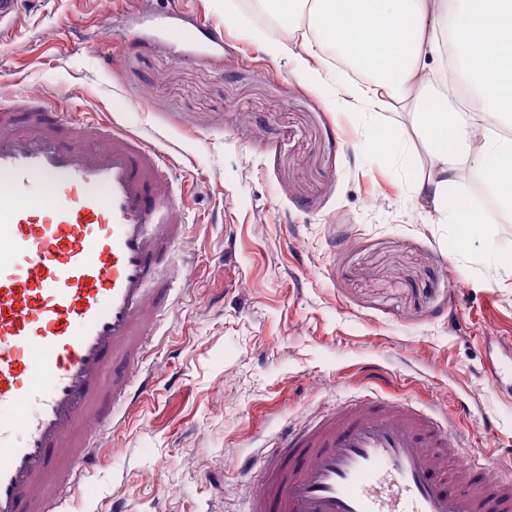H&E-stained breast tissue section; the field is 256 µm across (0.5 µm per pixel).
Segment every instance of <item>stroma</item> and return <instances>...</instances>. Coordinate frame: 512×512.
Wrapping results in <instances>:
<instances>
[{"mask_svg": "<svg viewBox=\"0 0 512 512\" xmlns=\"http://www.w3.org/2000/svg\"><path fill=\"white\" fill-rule=\"evenodd\" d=\"M241 0H30L0 32V92L122 124L185 189L170 316L149 329V385L118 409L68 512H241L235 466L289 424L371 391L404 396L512 453V217L444 224L410 166L359 142L408 114L338 109L268 56ZM223 32L193 54L184 32Z\"/></svg>", "mask_w": 512, "mask_h": 512, "instance_id": "stroma-1", "label": "stroma"}]
</instances>
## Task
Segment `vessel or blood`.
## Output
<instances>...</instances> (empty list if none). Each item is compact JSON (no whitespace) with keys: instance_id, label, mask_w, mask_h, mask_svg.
Here are the masks:
<instances>
[{"instance_id":"obj_1","label":"vessel or blood","mask_w":512,"mask_h":512,"mask_svg":"<svg viewBox=\"0 0 512 512\" xmlns=\"http://www.w3.org/2000/svg\"><path fill=\"white\" fill-rule=\"evenodd\" d=\"M183 210L142 137L33 98L0 102V248L19 261L0 267V512H65L97 463L147 326L167 314L160 268L175 260ZM117 356L128 377L110 378ZM29 404L34 414L10 417ZM467 443L409 401L347 400L242 463L261 475L246 512H512V459L489 476Z\"/></svg>"}]
</instances>
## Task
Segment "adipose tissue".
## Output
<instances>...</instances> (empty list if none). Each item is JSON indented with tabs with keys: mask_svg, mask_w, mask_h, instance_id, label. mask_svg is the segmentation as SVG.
I'll return each instance as SVG.
<instances>
[{
	"mask_svg": "<svg viewBox=\"0 0 512 512\" xmlns=\"http://www.w3.org/2000/svg\"><path fill=\"white\" fill-rule=\"evenodd\" d=\"M293 18L291 39L260 31L263 50L289 56L297 76L337 106L408 112L433 164L417 194L431 195L448 224H494L512 213V0H261ZM361 80L335 86V56ZM456 71L475 104L448 102ZM478 170L496 193L492 209H443L448 185Z\"/></svg>",
	"mask_w": 512,
	"mask_h": 512,
	"instance_id": "1",
	"label": "adipose tissue"
}]
</instances>
